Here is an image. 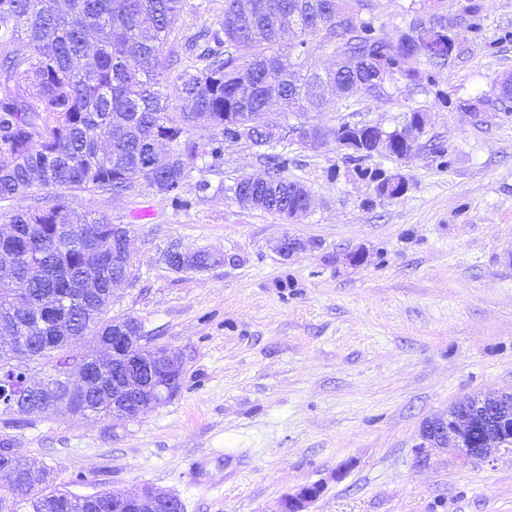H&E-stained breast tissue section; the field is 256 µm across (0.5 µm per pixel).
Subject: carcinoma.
Segmentation results:
<instances>
[{
    "instance_id": "1",
    "label": "carcinoma",
    "mask_w": 512,
    "mask_h": 512,
    "mask_svg": "<svg viewBox=\"0 0 512 512\" xmlns=\"http://www.w3.org/2000/svg\"><path fill=\"white\" fill-rule=\"evenodd\" d=\"M187 0H0V202L32 203L0 214L14 233L0 239V261L15 265L0 280V321L29 337L25 350L0 345V417L21 427L64 411L65 378L99 353L112 325L131 323L134 357L141 324L131 316H108L92 298L108 292L116 225L91 209L79 211L66 192L131 195L146 186L184 205L180 191L197 162L216 159L227 145L245 144L266 161V175L244 176L217 191L248 199L252 208L292 224L311 208L308 190L288 179V146L306 145L290 117L303 101L337 106L360 91L389 100L399 85L412 91L435 84L432 70L465 53L463 42L446 55H430L422 33L471 30L480 10L468 0L452 18L424 16L412 0L407 31L389 38L375 24L371 0H224L217 27L175 35ZM294 40L285 45L283 35ZM324 51L336 68L322 77L304 74L313 53ZM482 103L512 107V77L494 84ZM217 130L201 143L192 136L199 121ZM249 127L242 142L235 127ZM164 146L148 161L145 143ZM45 191L47 197L36 192ZM98 250L102 268L87 264ZM218 259L205 251L169 268L201 271ZM39 369L41 398H16L23 375ZM112 370L102 373L79 416L97 421L112 415ZM14 480L0 485V512H85L83 496L55 482L39 485L37 459L0 434V465ZM113 508L125 494L96 492Z\"/></svg>"
}]
</instances>
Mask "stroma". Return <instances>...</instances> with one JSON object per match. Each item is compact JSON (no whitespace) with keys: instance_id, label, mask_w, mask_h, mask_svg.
Here are the masks:
<instances>
[{"instance_id":"1","label":"stroma","mask_w":512,"mask_h":512,"mask_svg":"<svg viewBox=\"0 0 512 512\" xmlns=\"http://www.w3.org/2000/svg\"><path fill=\"white\" fill-rule=\"evenodd\" d=\"M481 3L477 29L463 34L468 54L435 70L426 91L308 109L313 125L391 129L409 105L427 107L426 136L443 141L446 159L422 148L366 162L403 177L396 198L377 197L331 139L290 153L288 176L312 198L296 224L199 193L202 179L263 173L243 145L193 171L178 208L147 188L69 191L72 206L129 225L136 277L113 286L109 311L180 353L183 387L134 420L63 414L11 430L17 447L73 492L151 485L185 512H280L310 484L323 491L308 512H512V451L448 452L426 467L413 452L426 418L512 390V114L485 107L473 125L457 110L512 75V0ZM143 208L153 219L135 220ZM285 233L307 248L283 257ZM175 245L217 262L174 272L164 254ZM353 252L359 265L345 261ZM200 465L213 487L194 484Z\"/></svg>"}]
</instances>
